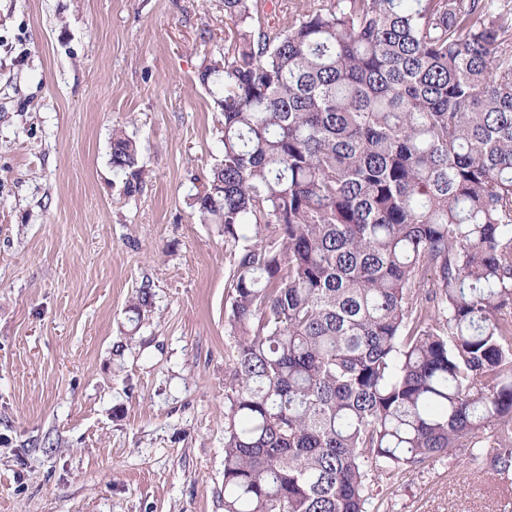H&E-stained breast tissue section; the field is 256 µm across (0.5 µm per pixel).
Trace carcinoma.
I'll return each mask as SVG.
<instances>
[{
	"mask_svg": "<svg viewBox=\"0 0 512 512\" xmlns=\"http://www.w3.org/2000/svg\"><path fill=\"white\" fill-rule=\"evenodd\" d=\"M224 0V512H381L463 448L512 472V0ZM112 165L137 191L136 141ZM150 305H129L139 323Z\"/></svg>",
	"mask_w": 512,
	"mask_h": 512,
	"instance_id": "1",
	"label": "carcinoma"
}]
</instances>
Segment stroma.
Returning <instances> with one entry per match:
<instances>
[{"mask_svg": "<svg viewBox=\"0 0 512 512\" xmlns=\"http://www.w3.org/2000/svg\"><path fill=\"white\" fill-rule=\"evenodd\" d=\"M223 54V0H0V512H224L230 248L193 206ZM493 454L404 475L385 512H499ZM111 146L112 165L127 177L126 191L131 195L137 191L143 173V167L139 166L138 145L125 129L118 127L112 130Z\"/></svg>", "mask_w": 512, "mask_h": 512, "instance_id": "35a3bbf8", "label": "stroma"}]
</instances>
